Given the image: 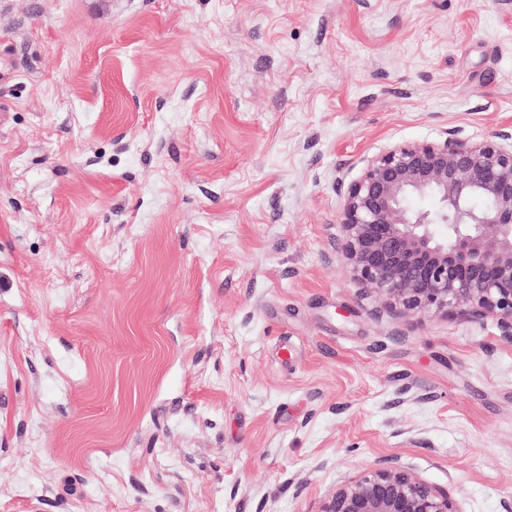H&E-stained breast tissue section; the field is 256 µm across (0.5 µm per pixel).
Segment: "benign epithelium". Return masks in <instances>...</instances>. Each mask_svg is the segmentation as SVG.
<instances>
[{
    "mask_svg": "<svg viewBox=\"0 0 512 512\" xmlns=\"http://www.w3.org/2000/svg\"><path fill=\"white\" fill-rule=\"evenodd\" d=\"M431 197L433 209L413 201ZM354 283L401 315L495 322L512 342V133L395 144L367 160L341 205ZM317 512H466L400 466L336 485Z\"/></svg>",
    "mask_w": 512,
    "mask_h": 512,
    "instance_id": "1",
    "label": "benign epithelium"
}]
</instances>
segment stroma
Wrapping results in <instances>:
<instances>
[{"mask_svg":"<svg viewBox=\"0 0 512 512\" xmlns=\"http://www.w3.org/2000/svg\"><path fill=\"white\" fill-rule=\"evenodd\" d=\"M505 131L512 0H0V512H317L378 462L502 512L512 342L382 308L340 211Z\"/></svg>","mask_w":512,"mask_h":512,"instance_id":"35a3bbf8","label":"stroma"}]
</instances>
